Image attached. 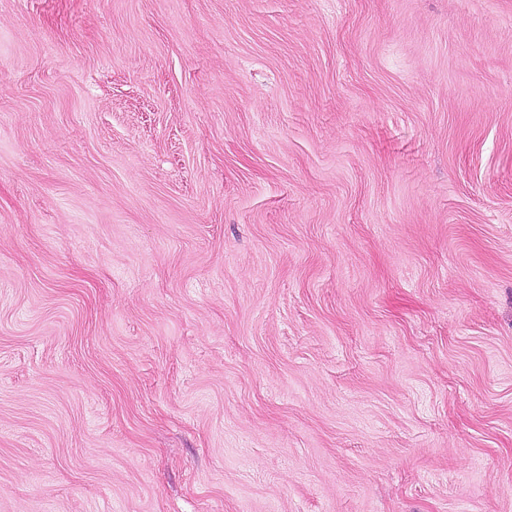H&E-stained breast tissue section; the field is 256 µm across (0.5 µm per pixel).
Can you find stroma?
Instances as JSON below:
<instances>
[{
    "label": "stroma",
    "instance_id": "1",
    "mask_svg": "<svg viewBox=\"0 0 512 512\" xmlns=\"http://www.w3.org/2000/svg\"><path fill=\"white\" fill-rule=\"evenodd\" d=\"M0 512H512V0H0Z\"/></svg>",
    "mask_w": 512,
    "mask_h": 512
}]
</instances>
